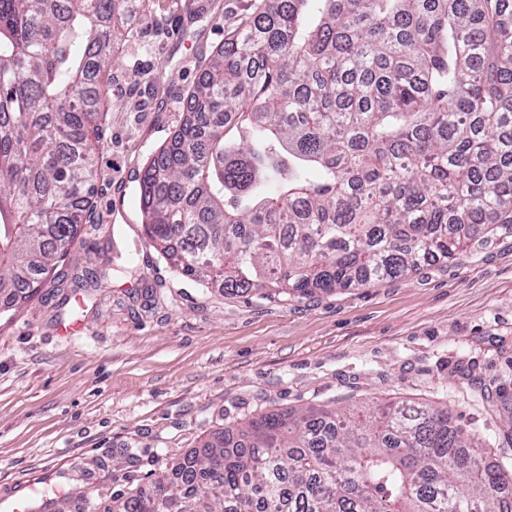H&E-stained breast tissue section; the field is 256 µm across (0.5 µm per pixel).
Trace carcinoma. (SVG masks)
<instances>
[{
  "instance_id": "cac0c4a2",
  "label": "carcinoma",
  "mask_w": 512,
  "mask_h": 512,
  "mask_svg": "<svg viewBox=\"0 0 512 512\" xmlns=\"http://www.w3.org/2000/svg\"><path fill=\"white\" fill-rule=\"evenodd\" d=\"M151 0H0V315L96 191L103 80ZM508 0H254L140 184L149 246L230 295L328 293L512 229ZM318 179H312V173ZM432 404L257 413L109 512H512V470Z\"/></svg>"
}]
</instances>
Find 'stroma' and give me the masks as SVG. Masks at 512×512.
<instances>
[{"mask_svg": "<svg viewBox=\"0 0 512 512\" xmlns=\"http://www.w3.org/2000/svg\"><path fill=\"white\" fill-rule=\"evenodd\" d=\"M251 0H152L107 76L98 179L59 281L0 318V512L43 480L109 504L169 459L260 411L400 399L447 407L512 467V234L468 257L379 284L311 296H224L177 275L145 239L147 160L186 117L201 63ZM132 252L102 288L87 264Z\"/></svg>", "mask_w": 512, "mask_h": 512, "instance_id": "stroma-1", "label": "stroma"}]
</instances>
